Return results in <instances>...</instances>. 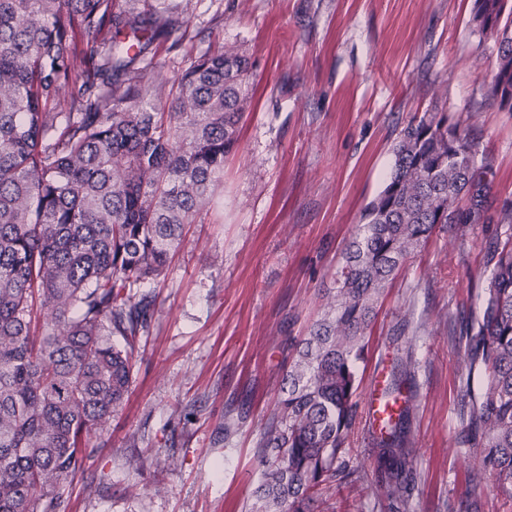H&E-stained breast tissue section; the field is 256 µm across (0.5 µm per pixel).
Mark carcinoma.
I'll use <instances>...</instances> for the list:
<instances>
[{"label":"carcinoma","mask_w":512,"mask_h":512,"mask_svg":"<svg viewBox=\"0 0 512 512\" xmlns=\"http://www.w3.org/2000/svg\"><path fill=\"white\" fill-rule=\"evenodd\" d=\"M497 45L488 93L512 112V0H474ZM123 0H0V512H66L63 487L88 436L128 395L136 336L185 225L222 183L252 90L234 49L205 55L170 89L137 63L166 34ZM68 89L69 111H57ZM384 188L347 242L334 295L295 357L265 426L262 512H314L312 490L366 472L345 458L359 404L357 364L378 299L438 225L465 240L503 228L466 337L468 441L477 469L512 498V201L494 205L493 161L473 124L413 116ZM411 354L391 366L375 492L407 505L412 454L404 395Z\"/></svg>","instance_id":"cac0c4a2"}]
</instances>
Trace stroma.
<instances>
[{"mask_svg": "<svg viewBox=\"0 0 512 512\" xmlns=\"http://www.w3.org/2000/svg\"><path fill=\"white\" fill-rule=\"evenodd\" d=\"M168 16L144 81L174 80L226 46L253 64L255 91L224 184L157 282L123 405L90 439L67 512H256L257 454L288 368L308 335L366 205L414 115L475 119L512 201V112L487 93L493 40L473 0H148ZM481 224L460 243L436 230L383 290L360 362V392L412 345L415 378L406 473L410 512H512L476 474L462 334L488 268ZM239 418L225 435L226 418ZM321 512H391L363 486L333 484Z\"/></svg>", "mask_w": 512, "mask_h": 512, "instance_id": "obj_1", "label": "stroma"}]
</instances>
